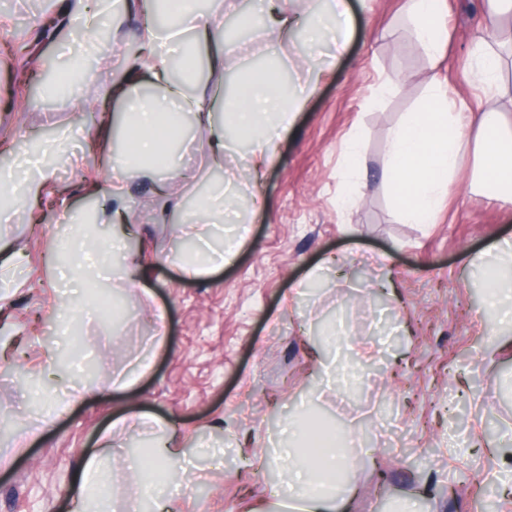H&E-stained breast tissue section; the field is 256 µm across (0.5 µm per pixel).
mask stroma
Wrapping results in <instances>:
<instances>
[{
    "label": "stroma",
    "mask_w": 512,
    "mask_h": 512,
    "mask_svg": "<svg viewBox=\"0 0 512 512\" xmlns=\"http://www.w3.org/2000/svg\"><path fill=\"white\" fill-rule=\"evenodd\" d=\"M352 33L343 52L318 44L270 39L262 24L241 30L239 11L220 15L236 75L277 68L297 81L298 56L327 61L326 74L306 89L276 160L254 183L236 138L223 168H209L206 139L181 134L166 148L189 177L177 196L182 222L199 217L201 200L224 192L230 223L245 225L232 263L196 278L182 276L179 224L156 219L160 200L141 170H125L131 223L152 254L145 290L115 292L120 312L90 310L79 337L49 320L79 294L63 280L74 250L64 230L86 213L84 186H109L112 164L87 155L84 120L96 99L10 83L22 65L0 58V172L16 160L54 167L50 191L68 189L67 211L30 224L26 203H0L9 216L0 236L18 254L0 266V512H69L83 454L103 432L117 445L104 459V493L112 512H160L144 498L156 432L115 420L136 409L178 420L184 471L159 486L185 512H269L271 493L286 473L280 449L296 445L288 423L304 414L335 429L354 466L352 512H397L413 496L418 512H512L495 470H512V446L497 445L512 427V329L485 310V269L474 254L512 240V205L482 180L475 154L462 161L458 182L440 210L422 224L398 217L384 182L390 130L417 111L436 84L457 88L471 109L484 107L473 79L474 33L483 25L477 0H440L450 38L438 57L418 45L402 0H350ZM38 0H0V32L21 25L55 70L82 64H123L134 45L135 19L92 28L68 21L45 31ZM111 29V44L81 53L85 32ZM384 81L392 87L377 94ZM362 135L363 159L350 176L341 148ZM261 193L266 207L254 211ZM64 342L65 381L49 383L45 353ZM377 346L359 383L320 393L315 355L347 356V344ZM152 364L139 370L145 352ZM88 388L65 405L67 392Z\"/></svg>",
    "instance_id": "stroma-1"
}]
</instances>
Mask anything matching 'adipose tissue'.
<instances>
[{
  "mask_svg": "<svg viewBox=\"0 0 512 512\" xmlns=\"http://www.w3.org/2000/svg\"><path fill=\"white\" fill-rule=\"evenodd\" d=\"M439 0H404V12L412 22L419 44L426 53H436L448 37L438 8ZM348 0H325L318 12L308 13L302 26L293 17H283L274 29L277 36L296 34L297 38L318 42L328 26H335L337 50L348 41ZM182 22L196 38L181 46L183 80L169 79L172 50L161 41L157 29L141 25L137 38L149 47L132 68L112 74L104 86L102 99L125 93L127 84L148 73L162 82L160 97L126 100L122 112L101 110L92 116L94 140L111 145L116 130H134L135 156L156 161L159 154L156 131L163 117L176 113L190 114L196 127L207 134L212 165L223 166L230 147L229 134H248L252 150L251 170L261 179L274 160L273 148L293 127L305 103L303 96L289 90L274 68H256L227 90L211 84L210 74L224 71L233 53L231 44L212 18L184 8ZM479 49L474 78L488 96L500 91L502 56L492 48L483 32H476ZM460 99L447 90H434L424 105L408 113L389 136L384 180L390 184L398 211L406 223L427 221L453 189L460 158L470 149L480 151L481 174L485 183L503 189V199L512 204V127L502 113H461ZM183 232L198 240L196 260L182 261L181 272L189 277L230 264L237 253L234 240H226L222 251H211L209 225L186 224ZM145 263L142 254L122 252L111 263L98 264L94 277L115 288H143ZM352 464L341 447L317 457L315 464L290 460L288 478L276 488L273 512H349L350 489L345 476Z\"/></svg>",
  "mask_w": 512,
  "mask_h": 512,
  "instance_id": "obj_1",
  "label": "adipose tissue"
}]
</instances>
